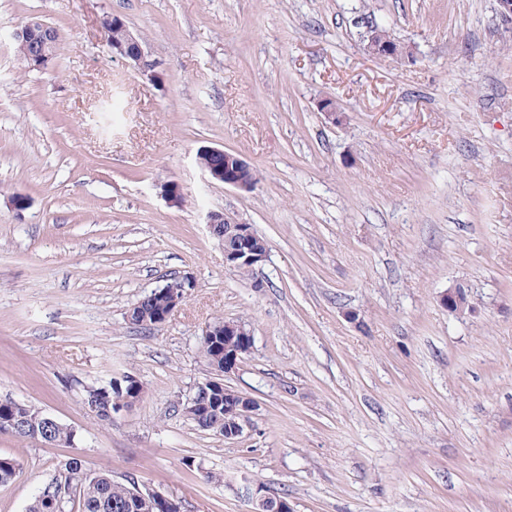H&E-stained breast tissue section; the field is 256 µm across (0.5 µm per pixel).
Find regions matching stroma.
Listing matches in <instances>:
<instances>
[{
    "label": "stroma",
    "instance_id": "stroma-1",
    "mask_svg": "<svg viewBox=\"0 0 512 512\" xmlns=\"http://www.w3.org/2000/svg\"><path fill=\"white\" fill-rule=\"evenodd\" d=\"M108 14L161 82L113 54ZM34 17L60 36L40 71L13 39ZM373 27L410 58L370 56ZM204 146L253 165L255 188L211 180ZM211 211L265 239L259 270L225 268ZM183 272L196 288L162 325L127 321ZM455 288L467 310L441 304ZM220 318L254 336L224 379L258 404L234 441L181 411ZM125 374L141 399L98 421L86 387ZM5 398L75 439L0 434L20 463L0 512H26L74 456L183 512H251L256 488L294 512H512V25L496 0H0Z\"/></svg>",
    "mask_w": 512,
    "mask_h": 512
}]
</instances>
